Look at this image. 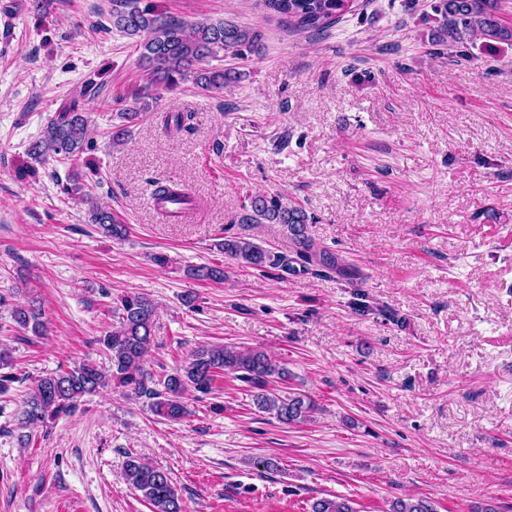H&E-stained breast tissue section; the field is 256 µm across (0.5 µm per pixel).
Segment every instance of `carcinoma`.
<instances>
[{
	"instance_id": "1",
	"label": "carcinoma",
	"mask_w": 512,
	"mask_h": 512,
	"mask_svg": "<svg viewBox=\"0 0 512 512\" xmlns=\"http://www.w3.org/2000/svg\"><path fill=\"white\" fill-rule=\"evenodd\" d=\"M267 13L277 17L295 32L323 30L354 11L356 0H260ZM435 10L446 21L448 36L463 32L489 41L512 44V26L502 23L498 0H439ZM112 28L137 39L140 59L149 73L145 84L134 94L135 105L122 109L124 124L113 128L112 144H121L149 102L158 100L185 82H192L207 92L224 89L232 80V71L214 66L211 61L224 57H242L258 47V35L228 21L208 20L185 23L173 19L142 0H112ZM89 141L88 116L76 102L63 106L42 128L39 138L29 148L38 162L49 157L78 159ZM88 222L97 224L108 235L123 238L127 225L106 207L91 205ZM310 217L300 206L283 202V196L255 192L243 206L241 224H280L287 228L295 255L304 264L315 261L323 266L334 263L324 249H319L307 235ZM224 255L243 268L286 269L289 259L276 255L245 238L231 237L220 243ZM195 280L221 282L224 267L199 266L187 271ZM118 325L105 332L99 343L109 365L87 360L69 370L59 369L34 381L19 412L20 424L36 426L48 418L74 412L82 399L108 387L128 396L150 400L153 412L165 419L179 420L188 414L182 401L192 388L207 395L217 390V381L226 374L246 382L254 389L257 408L274 415L280 422L292 424L309 421L318 409L310 396L289 392L273 393L268 385L288 380L289 372L275 358L260 348L234 345H210L195 350L183 368L155 378L144 367V356L154 339L155 307L140 295H125L116 307ZM11 317L25 333L41 336L44 332L42 310L34 305H16ZM127 484L140 492L153 512H183V501L169 474L133 455L124 464ZM311 512H357L345 497H322L311 505ZM390 512H435L431 503L420 497L397 498Z\"/></svg>"
}]
</instances>
